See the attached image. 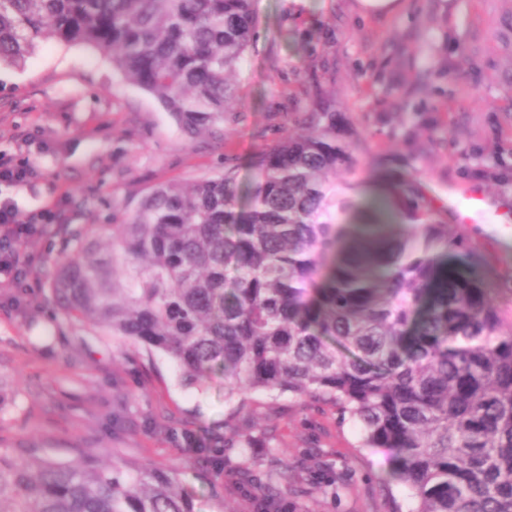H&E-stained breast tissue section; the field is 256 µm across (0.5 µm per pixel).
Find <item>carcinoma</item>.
I'll return each instance as SVG.
<instances>
[{
    "label": "carcinoma",
    "mask_w": 512,
    "mask_h": 512,
    "mask_svg": "<svg viewBox=\"0 0 512 512\" xmlns=\"http://www.w3.org/2000/svg\"><path fill=\"white\" fill-rule=\"evenodd\" d=\"M256 24L253 0H0V63L47 40L92 45L195 136L232 111ZM297 122L307 133L252 158L245 206L226 160L152 189L122 225L118 259L98 235L69 234L55 305L169 356L188 386L221 373L242 407L256 391L332 405L360 424L361 447L391 454L384 481L407 488L409 512H512V324L479 256L406 174L390 206L409 233L371 231L335 262L359 208L336 174L356 171L361 132H340L325 101ZM108 454L0 455V512H195L174 470L106 466ZM238 474L257 488L255 512L287 506L288 471L246 460Z\"/></svg>",
    "instance_id": "carcinoma-1"
}]
</instances>
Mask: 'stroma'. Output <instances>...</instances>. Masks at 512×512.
Returning a JSON list of instances; mask_svg holds the SVG:
<instances>
[{"mask_svg":"<svg viewBox=\"0 0 512 512\" xmlns=\"http://www.w3.org/2000/svg\"><path fill=\"white\" fill-rule=\"evenodd\" d=\"M251 46L233 85L236 107L222 134L188 137L97 48L41 43L22 65L0 64V160L34 171L0 181V200L38 215L23 244L20 282H0V454L28 444L44 458L73 460L81 448H114L130 465L175 469L196 512H252L254 490L236 484L239 458L216 474L199 448L251 436L264 468L288 461L291 512H408L404 486L385 488L386 452L361 448L360 426L335 409L284 395H252L230 415L224 379L183 386L167 356L65 317L50 293L68 255L65 232H111L165 182L189 184L240 167L288 129V115L322 93L362 133L355 154L362 205L388 203L397 173L419 174L432 198L475 190L487 213L449 224L487 262L486 285L512 315V0H399L392 15L361 0H254ZM337 477L323 493L319 470Z\"/></svg>","mask_w":512,"mask_h":512,"instance_id":"35a3bbf8","label":"stroma"}]
</instances>
